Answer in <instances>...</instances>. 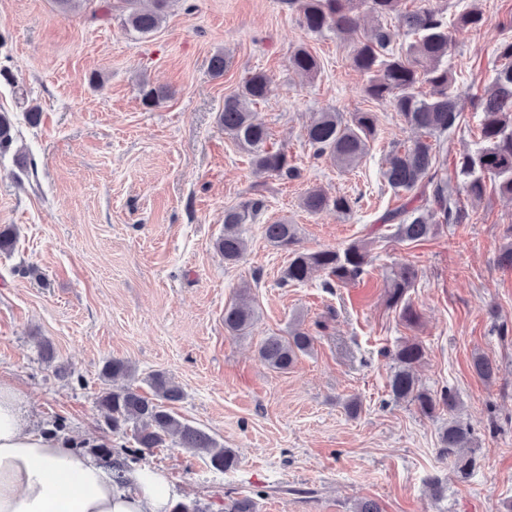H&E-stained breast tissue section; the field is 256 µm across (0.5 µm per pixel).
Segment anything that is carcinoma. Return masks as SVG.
I'll list each match as a JSON object with an SVG mask.
<instances>
[{
	"mask_svg": "<svg viewBox=\"0 0 512 512\" xmlns=\"http://www.w3.org/2000/svg\"><path fill=\"white\" fill-rule=\"evenodd\" d=\"M170 0H115L112 9L120 12L123 23L131 30L150 34L157 30L166 16ZM288 9L295 11L303 27L312 33L325 31L351 34L358 25V9L369 4L370 11L379 18L396 19L405 36L411 38L395 51L391 48V33L384 26L359 42L351 62L368 76L365 92L376 101H386L399 112L410 127L427 136L441 137L456 129L464 121L459 109L454 85L456 73L445 63L450 37L448 21L441 8L427 4L416 11L401 10L402 0H286ZM502 59L506 63L494 69L491 92L477 106L480 112L482 144L473 151L464 152L455 169L456 185L442 172L439 152L433 144L418 139L413 144L396 148L388 155L383 178L396 192H412L421 187L431 188V199L410 210L393 213L389 220L396 222L395 236L406 242H417L437 233L441 224H464L470 219L468 210L460 204L457 189H462L474 202L483 199L487 182L495 184L498 192L512 198V41L502 45ZM293 68L304 74H315L320 65L305 48L298 47L291 56ZM430 86L429 96L416 94V85ZM270 90L269 77L262 71L252 73L241 90L224 100L220 122L224 133L251 155L256 169L288 180L298 172L288 160V154L266 148L268 129L255 121L251 106L264 99ZM142 101L151 106L167 97L163 88L143 84ZM376 134V120L372 112H357L346 118L339 112L327 110L317 113L307 131V141L316 160H326L342 170L353 167L367 154L369 142ZM15 142L11 119L0 113V152ZM301 206L310 213L329 207L347 214L352 209L351 199L345 196L330 198L313 189L302 198ZM265 208L261 190L252 188V197L237 208L224 211V235L216 241L217 250L226 262L238 261L246 250L242 225L255 218ZM267 241L275 248L289 252L288 267L280 284L283 287L305 283L312 271L320 269L327 275L323 287L347 285L357 281L370 261L368 243L357 241L342 250L301 251L296 225L286 221L264 227ZM417 270L403 264L386 278L387 304L399 310L408 324L416 322L417 311L407 297L414 286ZM254 308L240 297L224 309V328L233 335L246 334L254 321ZM314 347V337L293 328L286 336H269L259 347V357L269 367L286 371L298 356L308 354ZM424 347L407 341L394 353L395 364L389 379V396L395 402L414 405L426 417H433L437 407L448 408V423L439 434V455L453 461L455 470L464 478L475 469L477 458L471 429L455 417L460 406L457 393L444 388L438 395L425 389L415 375L416 366L423 360ZM472 368L482 380L489 381L496 374L493 362L482 355L473 357ZM104 380L116 377L130 380L119 388H106L98 398L105 410L112 431L119 433L133 427L134 441L144 450L160 448L166 440L176 437L179 445L204 456L216 470L226 471L237 465V456L203 430L174 416L169 405L183 399L182 389L160 373L148 377L153 397L140 394L131 384L135 371L120 359L107 361L101 372Z\"/></svg>",
	"mask_w": 512,
	"mask_h": 512,
	"instance_id": "1",
	"label": "carcinoma"
}]
</instances>
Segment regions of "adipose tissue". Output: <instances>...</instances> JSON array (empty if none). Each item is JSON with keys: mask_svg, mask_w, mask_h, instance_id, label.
<instances>
[{"mask_svg": "<svg viewBox=\"0 0 512 512\" xmlns=\"http://www.w3.org/2000/svg\"><path fill=\"white\" fill-rule=\"evenodd\" d=\"M175 501L149 466L121 485L82 451L27 429L21 393L0 383V512H172Z\"/></svg>", "mask_w": 512, "mask_h": 512, "instance_id": "ef3b65f1", "label": "adipose tissue"}]
</instances>
